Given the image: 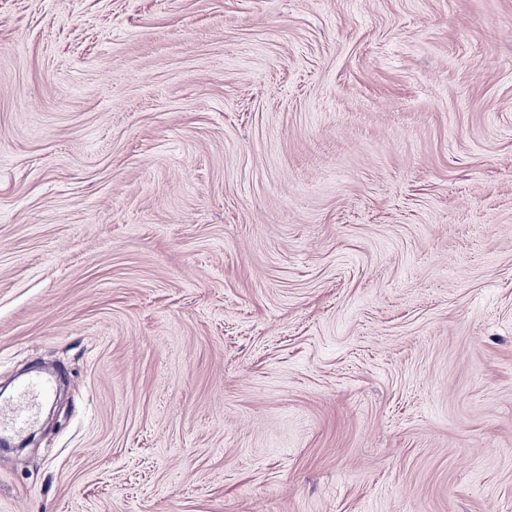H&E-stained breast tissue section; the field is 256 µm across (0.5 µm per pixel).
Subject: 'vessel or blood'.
<instances>
[{
	"label": "vessel or blood",
	"mask_w": 512,
	"mask_h": 512,
	"mask_svg": "<svg viewBox=\"0 0 512 512\" xmlns=\"http://www.w3.org/2000/svg\"><path fill=\"white\" fill-rule=\"evenodd\" d=\"M52 392V381L39 373L20 382L7 400L0 401V432L16 436L24 433Z\"/></svg>",
	"instance_id": "obj_1"
}]
</instances>
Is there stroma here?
<instances>
[{
  "mask_svg": "<svg viewBox=\"0 0 512 512\" xmlns=\"http://www.w3.org/2000/svg\"><path fill=\"white\" fill-rule=\"evenodd\" d=\"M0 512H512V0H0ZM52 392L53 382L40 373L20 382L7 400L0 401V433H24L42 404L51 399Z\"/></svg>",
  "mask_w": 512,
  "mask_h": 512,
  "instance_id": "stroma-1",
  "label": "stroma"
}]
</instances>
